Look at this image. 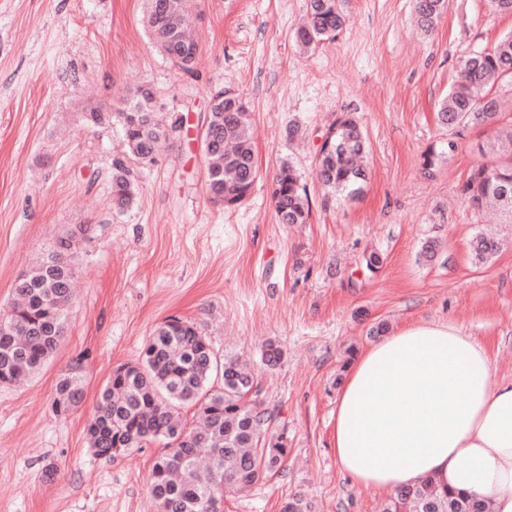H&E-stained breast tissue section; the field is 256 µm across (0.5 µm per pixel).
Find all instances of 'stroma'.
<instances>
[{
  "instance_id": "stroma-1",
  "label": "stroma",
  "mask_w": 512,
  "mask_h": 512,
  "mask_svg": "<svg viewBox=\"0 0 512 512\" xmlns=\"http://www.w3.org/2000/svg\"><path fill=\"white\" fill-rule=\"evenodd\" d=\"M199 52L191 70L170 64L142 23L143 0H0V309L18 276L81 224L73 303L52 359L27 383L0 386V512H157L149 493L162 445L131 455H94L86 434L113 369L134 361L153 329L177 316L200 326L217 355L247 360L257 398L286 432L280 471L224 512H281L303 496L315 512H384L391 492L357 486L333 446L339 378L347 349L388 329L449 321L487 342L498 379L512 382V224L474 210L462 188L482 162L486 135H451L439 102L471 51L512 32L489 0H448L424 33L413 0H348L336 39L299 51L291 34L305 0H192ZM156 111L183 118L137 166L133 204L112 198L119 126L83 115L110 112L138 88ZM240 93L251 108L259 177L241 206L206 191L201 133L212 94ZM350 116L370 144L368 180L355 197L326 196L314 165L325 134ZM459 149L445 155L448 138ZM291 163L306 185L311 218L279 223L269 177ZM492 232L504 245L474 264L470 242ZM430 238L441 247L421 257ZM382 264L368 271L364 256ZM284 351L262 361L267 342ZM87 355L86 394L56 416L62 370Z\"/></svg>"
}]
</instances>
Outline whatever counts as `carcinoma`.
Masks as SVG:
<instances>
[{"label":"carcinoma","instance_id":"cac0c4a2","mask_svg":"<svg viewBox=\"0 0 512 512\" xmlns=\"http://www.w3.org/2000/svg\"><path fill=\"white\" fill-rule=\"evenodd\" d=\"M420 28L433 31L447 10V0H415ZM144 20L166 58L191 69L197 45L189 36L190 0H146ZM346 20L345 0H307L306 22L294 34L297 45L311 48L340 31ZM463 81L442 100L438 120L450 130L485 129L479 147L488 160L475 167L463 189L471 207L493 204L504 223L512 224V127H497L512 98L495 91L512 83V33L491 49L474 52L463 63ZM151 93L137 90L109 117L87 112L95 125L108 119L121 126L130 156L155 162V144L181 131L183 119L153 112ZM201 141L208 159V191L226 208L240 205L259 176L249 108L229 89L215 92ZM331 144H322L317 180L341 198L361 192L367 179L368 146L352 119L330 129ZM112 197L119 207L132 202L131 170L123 158L112 162ZM271 199L283 224H304L310 216L306 188L286 164L272 176ZM474 260L484 264L497 254L498 241L476 236ZM74 266L71 238L61 237L41 259L15 281L14 299L0 311V385L35 376L65 336L72 300ZM84 363L79 357L59 377L52 402L58 415L77 408L84 398ZM253 389L249 370L226 355L223 365L200 328L171 317L155 328L138 361L117 367L102 388L97 426L89 429L90 447L99 456L127 455L152 440L164 441L165 452L152 467L151 493L157 512H224V496L267 479L288 454V440L268 433L273 413L248 398ZM197 407L192 422L180 412ZM386 512H487L486 505L462 492L444 490L430 481L395 490Z\"/></svg>","mask_w":512,"mask_h":512}]
</instances>
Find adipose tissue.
Returning a JSON list of instances; mask_svg holds the SVG:
<instances>
[{"mask_svg":"<svg viewBox=\"0 0 512 512\" xmlns=\"http://www.w3.org/2000/svg\"><path fill=\"white\" fill-rule=\"evenodd\" d=\"M334 447L357 485L431 479L512 512V383L496 379L489 346L453 323L404 325L357 356Z\"/></svg>","mask_w":512,"mask_h":512,"instance_id":"obj_1","label":"adipose tissue"}]
</instances>
